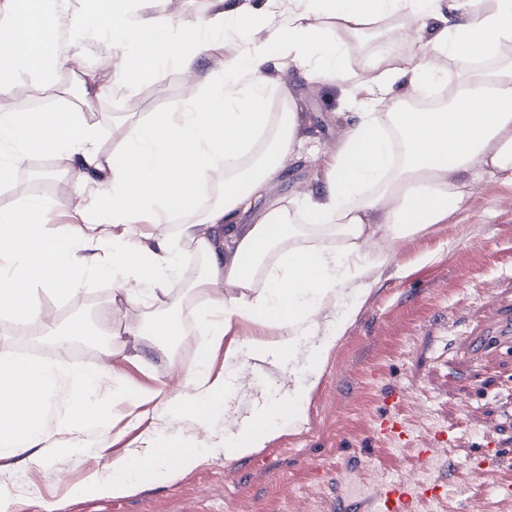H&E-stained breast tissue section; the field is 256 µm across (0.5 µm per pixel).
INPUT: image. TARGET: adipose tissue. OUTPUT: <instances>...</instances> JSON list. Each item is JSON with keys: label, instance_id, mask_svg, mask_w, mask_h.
Masks as SVG:
<instances>
[{"label": "adipose tissue", "instance_id": "obj_1", "mask_svg": "<svg viewBox=\"0 0 512 512\" xmlns=\"http://www.w3.org/2000/svg\"><path fill=\"white\" fill-rule=\"evenodd\" d=\"M83 2L72 31L94 27L134 78H158L172 63L193 82L199 61L222 47L229 26L251 48L197 95L131 123L122 149L111 155L100 153L102 130L82 113L0 111V180L51 150L66 157L67 188L79 200L77 223L52 232L44 222L51 200L23 195L13 208L0 209V314L48 327L43 295L78 293L95 274L111 279L117 302L145 290L169 295L180 278L175 246L182 243L204 260L192 290L223 316L213 336L224 343V371H211V349L204 346L179 387L124 383L103 402L95 394L99 371L72 362L67 341L49 363L1 355L0 456L56 449L49 405L55 379L64 374L72 384L57 395L69 407L70 431L107 424L119 403L131 414L149 404L156 414L185 415L202 427L220 413L225 459L247 457L283 427L306 423L305 404L345 329V320L330 318L340 296L362 305L401 243L463 206L473 175L512 182V0H293L287 21L273 26L235 0H215L213 13L180 28L169 14L133 19L130 0ZM389 18L398 21L391 42L419 52L377 51L368 78L358 80L347 66L350 43L330 30L355 31ZM260 28L266 36L257 42ZM280 50L311 65L317 80L353 83L359 114L325 154L319 198L265 206L269 182L299 146L297 112L265 109L267 68ZM76 59L65 50L50 0H8L0 10V98L15 93L20 70L46 74ZM460 60L467 68L449 81V63ZM405 81L416 93L445 87L447 98L428 109L405 107L395 94ZM102 172L106 190L85 201ZM217 185L221 198L203 205ZM175 219L173 236L167 226ZM103 245L111 251L104 265L96 254ZM240 321L273 333L232 336ZM184 329L182 319L165 315L124 323L109 331L108 355L126 358L140 337L175 341ZM301 351L308 362L303 373L293 365ZM258 352L291 360L288 384L242 415L231 405L234 368ZM201 461L191 446L179 448L174 461L165 448H129L70 492L122 498L176 481Z\"/></svg>", "mask_w": 512, "mask_h": 512}]
</instances>
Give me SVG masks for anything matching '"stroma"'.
<instances>
[{"label": "stroma", "instance_id": "35a3bbf8", "mask_svg": "<svg viewBox=\"0 0 512 512\" xmlns=\"http://www.w3.org/2000/svg\"><path fill=\"white\" fill-rule=\"evenodd\" d=\"M213 0H135L136 15L167 12L182 22L208 15ZM83 68L96 74L86 86L83 68L63 65L52 78L22 74L15 95L0 109H74L105 133L103 152L119 148L130 122L170 111L193 95L178 68L166 66L158 80H135L112 65L108 41L88 29L78 44ZM270 112L295 100L302 116L306 148L290 159L270 184L266 197L280 199L319 191L324 173L316 150L336 145L355 117L349 86L321 83L295 64L271 71ZM121 83L117 95L100 97L99 87ZM71 175L67 159L50 153L48 163L28 162L15 174L12 189L0 185V209L11 207L17 192L54 203L49 224L67 223L76 199L63 187ZM428 253L429 263L418 264ZM200 258L181 259L182 286L152 306L112 303V282L101 277L65 299L44 296L55 324L38 330L0 317V355L53 359L59 334L75 320L104 326L106 320L136 322L149 314L180 315L186 331L174 345L142 339L139 358L107 355L108 337L89 342L72 338L70 354L81 363L105 366L98 395L111 400L114 380L152 387L176 382L195 364L204 337L199 318L204 300L186 284ZM512 320V182L487 175L474 182L461 209L406 241L390 268L373 286L357 316L330 355L306 406L307 422L283 430L266 448L249 457L224 458V421L208 427L170 413L156 416L144 406L140 421L116 415L110 427L78 434L60 429L62 453L42 455L39 464L20 457L0 459V487L13 496V512H354L375 485L390 480H445L444 493L415 505L414 512H512L498 485L512 482V471L480 475L471 461L488 466L496 449L512 451V353L487 349L494 332L493 311ZM287 366L257 359L238 371L244 397L275 393L287 383ZM395 420L408 438L382 434L381 423ZM192 442L204 460L173 483L153 484L134 495L113 499L72 496L69 485L104 469L127 448L158 442ZM430 451L423 464L418 449Z\"/></svg>", "mask_w": 512, "mask_h": 512}]
</instances>
